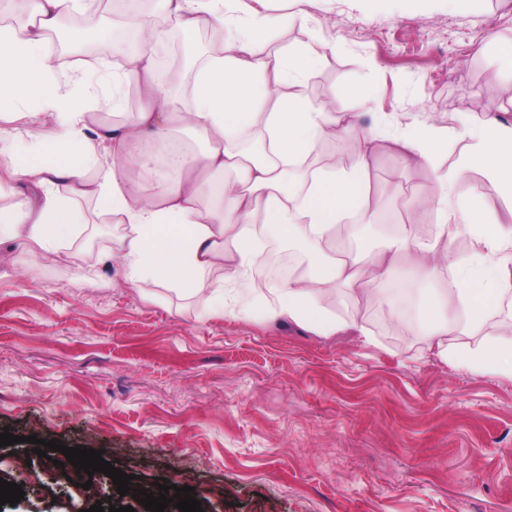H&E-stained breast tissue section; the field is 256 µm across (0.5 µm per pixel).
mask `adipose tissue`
<instances>
[{"instance_id": "ef3b65f1", "label": "adipose tissue", "mask_w": 512, "mask_h": 512, "mask_svg": "<svg viewBox=\"0 0 512 512\" xmlns=\"http://www.w3.org/2000/svg\"><path fill=\"white\" fill-rule=\"evenodd\" d=\"M163 3L186 34L217 22L229 40L223 52L198 67L190 110L183 114L175 112L159 81L153 55L131 58L121 78L139 84L147 104L111 128H94L93 116L83 110L95 72H81L68 88L45 65L48 35L86 8V0H26L27 22L0 26V113L16 114L26 105L53 112L60 126L36 161L25 160L14 140L0 141V165L34 189L0 209V241L23 239L31 256H39L73 235L74 206L90 198L124 227L109 258L123 268L126 287L138 291L151 281L204 302L215 316L233 304L249 312L258 303L266 318L318 336H370L359 312L339 316L326 307L327 296L360 304L400 265L420 277L450 271L452 285L423 303L438 356L476 373L512 377V319L490 337L468 340L492 304L512 292V225L486 222L476 201L460 205L452 195L456 180L474 167L512 193V122L486 118L474 142L438 174V192L430 200L437 215L432 238H423L412 221L377 251L349 252L341 239L354 237L380 201L368 177L379 135L354 116L312 104L300 93L321 59L322 43L313 37L270 54L268 19L245 11L242 0ZM282 84L289 93L272 96L271 87ZM181 119L205 136V149L175 156V178L150 180L153 160L140 147L166 140ZM336 138L352 147L351 171L331 164L301 170L323 142ZM391 141L404 159L430 164L447 145L448 133L417 122ZM59 180L67 183L69 197L52 193ZM272 228L302 244L311 262L253 301L246 286ZM463 232L470 237L465 264L447 248ZM451 333L461 343L448 344Z\"/></svg>"}]
</instances>
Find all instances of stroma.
<instances>
[{
	"label": "stroma",
	"instance_id": "1",
	"mask_svg": "<svg viewBox=\"0 0 512 512\" xmlns=\"http://www.w3.org/2000/svg\"><path fill=\"white\" fill-rule=\"evenodd\" d=\"M280 53L315 29L329 48L302 84L314 103L386 126L370 166L376 249L431 197L436 172L403 167L390 138L414 121L451 131L512 114V0H266ZM373 89L365 99L360 89ZM84 99L101 126L143 105L136 84ZM512 224V197L480 169L454 186ZM73 237L32 264L0 245V430L102 451L136 489L189 486L204 512H512V379L443 361L420 306L451 274L386 284L406 326L377 298L360 310L373 344L321 337L261 313L209 315L156 287L125 288L105 256L122 227L83 200ZM25 444L0 447V480L25 495L0 512H86L116 496L103 473L66 479Z\"/></svg>",
	"mask_w": 512,
	"mask_h": 512
}]
</instances>
